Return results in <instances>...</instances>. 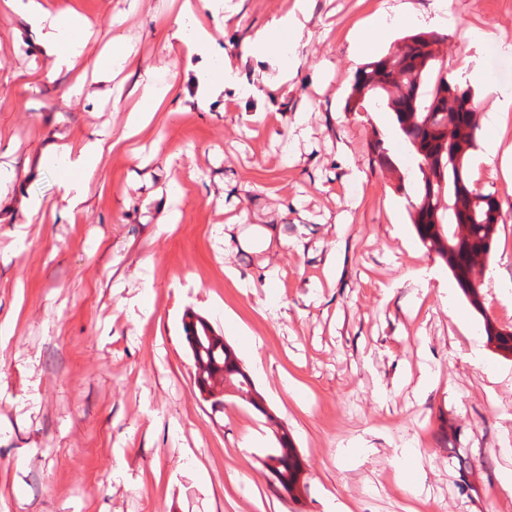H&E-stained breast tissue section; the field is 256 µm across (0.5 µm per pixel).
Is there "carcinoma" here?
<instances>
[{
  "label": "carcinoma",
  "instance_id": "obj_1",
  "mask_svg": "<svg viewBox=\"0 0 512 512\" xmlns=\"http://www.w3.org/2000/svg\"><path fill=\"white\" fill-rule=\"evenodd\" d=\"M445 37L422 32L409 37L405 51L392 52L360 68L351 86L345 110L358 112L383 104L392 114L396 133L413 162L407 201L416 232L426 249L452 272L469 304L483 314L481 331L487 343L503 356L512 354V331L507 332L484 315L473 257L491 254L503 223L493 194L471 182L469 166L478 147L479 121L473 91L448 78V67L436 46ZM377 140L372 161L382 169L397 170ZM185 341L194 363V383L202 394L211 393L226 378L239 389L251 391L249 404L277 427L278 447L266 459L275 463L280 485L293 497L307 488L303 461L286 430L270 414L224 336L201 317L183 323Z\"/></svg>",
  "mask_w": 512,
  "mask_h": 512
}]
</instances>
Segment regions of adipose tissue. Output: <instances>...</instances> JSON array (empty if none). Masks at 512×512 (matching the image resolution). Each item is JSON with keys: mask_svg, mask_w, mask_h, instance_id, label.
Returning <instances> with one entry per match:
<instances>
[{"mask_svg": "<svg viewBox=\"0 0 512 512\" xmlns=\"http://www.w3.org/2000/svg\"><path fill=\"white\" fill-rule=\"evenodd\" d=\"M8 5L22 12L32 25L47 26L46 39L51 45L56 68L73 70L90 66L98 75L108 76L128 56L125 43L116 39L93 60H86L85 49L92 35V25L86 17L64 12L50 15L42 0H8ZM174 35L184 44L187 59L193 60L192 69L175 70L166 81L151 75L146 76L137 87L139 106L128 113L126 130L144 128L153 113L159 111L174 96L180 83L192 77L196 78L198 92L205 101L227 89L238 95L251 94V87L239 76L237 63L228 55L222 54L213 32L205 28L186 31L184 22L180 21L176 24ZM250 47L256 60L271 62L277 71L270 85L271 90L286 86L297 68L295 53L284 51L264 28L254 32ZM104 151L103 141L94 139L84 141L78 149L61 152L60 158L68 169V176L61 182L60 190L69 214L81 211L86 201L87 183Z\"/></svg>", "mask_w": 512, "mask_h": 512, "instance_id": "ef3b65f1", "label": "adipose tissue"}]
</instances>
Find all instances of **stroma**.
<instances>
[{
    "label": "stroma",
    "instance_id": "1",
    "mask_svg": "<svg viewBox=\"0 0 512 512\" xmlns=\"http://www.w3.org/2000/svg\"><path fill=\"white\" fill-rule=\"evenodd\" d=\"M183 0H46L86 15L94 59L112 39L131 54L109 81L53 72L43 32L0 6V512H512L495 496L512 464V379L486 369L512 358L483 346L469 359L468 330L484 318L512 328V191L482 176L503 222L478 279L483 311L448 294L452 274L410 222L396 175L373 165L375 140L396 135L387 109H345L356 71L349 31L395 0H314L287 88L246 41L295 0H242L218 41L254 94L197 105L184 83L151 125L104 153L87 202L68 215L63 170L50 153L121 133L145 71L169 79L185 47L174 39ZM441 57L457 63L512 43V0H452ZM495 40L471 45L468 34ZM10 152H2V145ZM363 181L349 178L351 167ZM40 201L38 213L28 211ZM180 220L162 230L169 212ZM418 267L440 276L413 284ZM150 287L153 306L136 300ZM206 318L253 372L267 413L236 396L212 408L194 385L182 320ZM306 389L296 405L279 375ZM435 384L421 389L424 374ZM288 429L307 490L280 493L263 459ZM415 448L409 500L394 475Z\"/></svg>",
    "mask_w": 512,
    "mask_h": 512
}]
</instances>
